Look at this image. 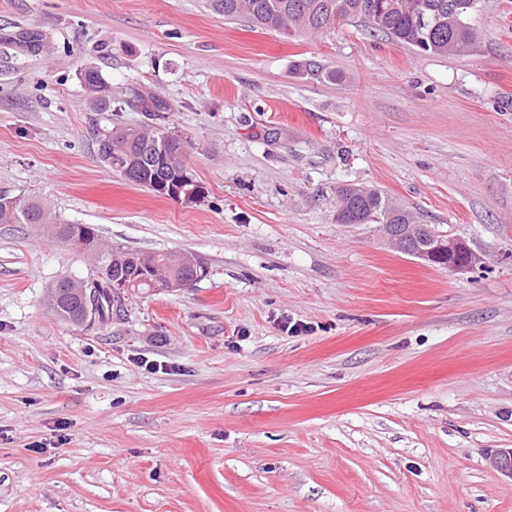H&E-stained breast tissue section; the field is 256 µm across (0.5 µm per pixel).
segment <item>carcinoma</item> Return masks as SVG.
I'll return each instance as SVG.
<instances>
[{
  "label": "carcinoma",
  "instance_id": "carcinoma-1",
  "mask_svg": "<svg viewBox=\"0 0 512 512\" xmlns=\"http://www.w3.org/2000/svg\"><path fill=\"white\" fill-rule=\"evenodd\" d=\"M476 4L477 0H211L213 10L223 14L224 19H245L256 28L276 32L288 40L320 34L340 22L358 19L373 32L436 55L456 54L475 42L476 32L469 25L468 17ZM298 70L317 78L336 79V71L312 61L298 66ZM83 79L91 108L95 111L109 108L112 86L102 74L89 68L84 71ZM124 104L150 117H158L170 109L165 101L138 90ZM109 150L112 151V171L159 196H172L173 187L205 195V187L188 170L185 142L159 125L118 124L100 137L99 153ZM339 194L346 202V209L336 215L338 224L414 222L410 211L377 189L356 191L343 187ZM1 200L0 196V224H39L60 244L79 235L90 245L92 256L103 273L88 282V287L98 295L95 313L102 324L111 322L112 310L123 305L121 298L113 297L112 281L129 275L132 268L127 263L112 264L113 255L151 262L176 256L174 252L145 256L106 245L95 225L64 222L37 200L20 196L13 207L1 204ZM54 287L59 289L58 297L47 300V305L56 317L70 323L84 312V302L73 293L68 279L57 280Z\"/></svg>",
  "mask_w": 512,
  "mask_h": 512
}]
</instances>
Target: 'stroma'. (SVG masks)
Listing matches in <instances>:
<instances>
[{"label":"stroma","mask_w":512,"mask_h":512,"mask_svg":"<svg viewBox=\"0 0 512 512\" xmlns=\"http://www.w3.org/2000/svg\"><path fill=\"white\" fill-rule=\"evenodd\" d=\"M469 22L475 47L440 56L358 23L291 41L209 0H0V196L208 268L76 326L44 300L87 259L0 224V512H512L486 462L512 448V0ZM89 67L169 103L204 198L103 163L99 134L146 115L90 109ZM347 184L483 264L337 223Z\"/></svg>","instance_id":"1"}]
</instances>
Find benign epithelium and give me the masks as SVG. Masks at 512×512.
<instances>
[{
	"mask_svg": "<svg viewBox=\"0 0 512 512\" xmlns=\"http://www.w3.org/2000/svg\"><path fill=\"white\" fill-rule=\"evenodd\" d=\"M377 231L392 250L429 264L434 263L438 254H448V269L451 271L480 263V257L464 241L450 235L436 236L422 224L384 222L377 225ZM488 461L492 469L512 480V448L496 449Z\"/></svg>",
	"mask_w": 512,
	"mask_h": 512,
	"instance_id": "7a95c632",
	"label": "benign epithelium"
}]
</instances>
